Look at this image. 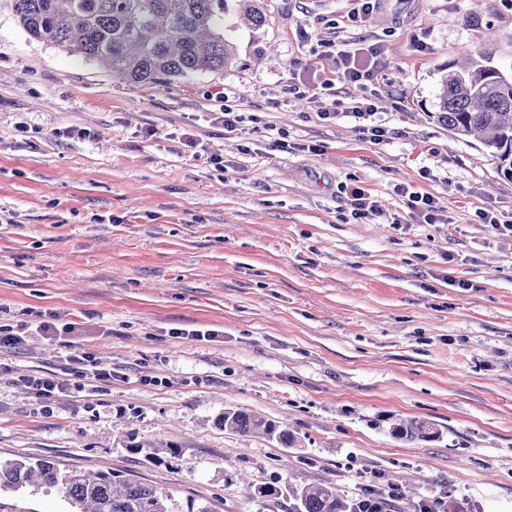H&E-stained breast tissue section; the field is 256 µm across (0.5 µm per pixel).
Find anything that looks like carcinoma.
Returning <instances> with one entry per match:
<instances>
[{"mask_svg":"<svg viewBox=\"0 0 512 512\" xmlns=\"http://www.w3.org/2000/svg\"><path fill=\"white\" fill-rule=\"evenodd\" d=\"M32 39L94 60L131 84L147 85L199 71H222L236 58L229 14L255 27L266 22L258 0H0ZM432 117L458 138L478 137L500 174L512 179V73L485 63L484 57L450 69L440 80ZM227 431L265 435L281 448H292L296 435L276 421L229 407L217 417ZM390 435L404 443L440 438L423 419L393 421ZM127 448L154 462L174 459L173 442L128 437ZM56 490L70 512H214L193 499L174 507L171 494L116 472L88 475L63 472L49 460H0V490ZM257 500L289 501L288 512H357L331 483H276L254 486Z\"/></svg>","mask_w":512,"mask_h":512,"instance_id":"cac0c4a2","label":"carcinoma"}]
</instances>
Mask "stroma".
Here are the masks:
<instances>
[{
	"instance_id": "stroma-1",
	"label": "stroma",
	"mask_w": 512,
	"mask_h": 512,
	"mask_svg": "<svg viewBox=\"0 0 512 512\" xmlns=\"http://www.w3.org/2000/svg\"><path fill=\"white\" fill-rule=\"evenodd\" d=\"M262 7L265 24L235 34L236 65L142 86L0 11V325L28 326L0 352V459L119 472L216 512H288L247 480L353 499L399 476L415 494L391 512L437 497L512 512V236L477 216L512 218V180L426 116L461 54L512 68V0H386L355 27L350 0ZM368 45L386 60L367 89L378 144L311 99L334 53ZM226 107L243 131L212 121ZM352 182L383 216L354 218ZM400 185L436 197L448 223H414ZM38 311L77 324L74 345L117 380L37 399L30 376L63 370ZM229 406L288 425L295 447L224 432ZM411 417L441 438L384 428ZM131 433L181 453L131 454ZM68 509L56 492L0 490V512ZM388 432L394 439L404 443L432 441L441 435L433 423L423 419L393 421Z\"/></svg>"
}]
</instances>
